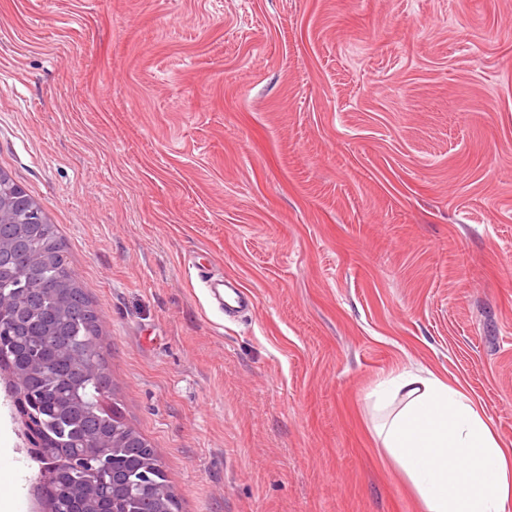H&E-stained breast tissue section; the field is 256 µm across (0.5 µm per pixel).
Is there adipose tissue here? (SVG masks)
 I'll return each mask as SVG.
<instances>
[{"label":"adipose tissue","mask_w":512,"mask_h":512,"mask_svg":"<svg viewBox=\"0 0 512 512\" xmlns=\"http://www.w3.org/2000/svg\"><path fill=\"white\" fill-rule=\"evenodd\" d=\"M366 399L422 512H512V448L458 387L402 368L382 375Z\"/></svg>","instance_id":"adipose-tissue-1"}]
</instances>
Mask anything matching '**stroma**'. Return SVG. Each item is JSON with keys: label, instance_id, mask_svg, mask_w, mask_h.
<instances>
[{"label": "stroma", "instance_id": "obj_1", "mask_svg": "<svg viewBox=\"0 0 512 512\" xmlns=\"http://www.w3.org/2000/svg\"><path fill=\"white\" fill-rule=\"evenodd\" d=\"M0 172L181 512H421L365 402L403 366L512 445V0H0ZM20 429L0 382L39 512ZM205 283L211 302L224 310V314L230 318L235 317L236 313L251 305L245 287L237 280L228 277L213 280V276H211Z\"/></svg>", "mask_w": 512, "mask_h": 512}]
</instances>
